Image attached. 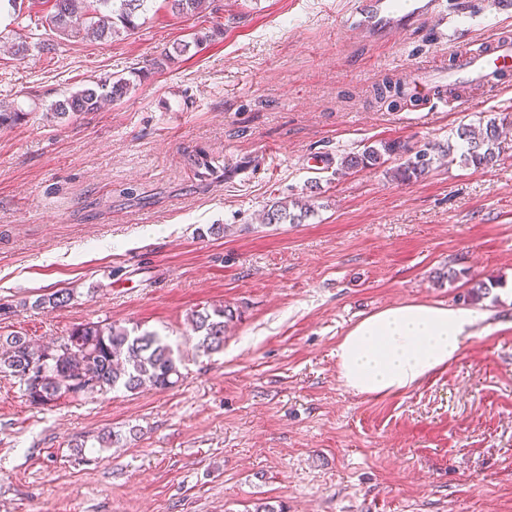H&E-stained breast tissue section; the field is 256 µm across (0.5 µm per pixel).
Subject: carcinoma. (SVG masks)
I'll use <instances>...</instances> for the list:
<instances>
[{
    "label": "carcinoma",
    "instance_id": "1",
    "mask_svg": "<svg viewBox=\"0 0 512 512\" xmlns=\"http://www.w3.org/2000/svg\"><path fill=\"white\" fill-rule=\"evenodd\" d=\"M49 9L41 17L43 28L51 36L33 42L21 41L13 46L14 55L25 57L32 49L39 53H53L59 40H99L127 37L140 28L138 20L146 18L153 0H44ZM172 14L196 16L212 7L214 0H165ZM216 30L197 32L190 43L172 49L164 48L149 63L134 68L131 77H106L91 87L71 91L64 98L52 102L47 111L58 119L77 118L97 112L107 103L123 99L138 83L153 71L166 70L180 62L190 47H199L213 39ZM402 83L387 80L375 89L380 98H402ZM23 118L22 110L14 104L0 101V128L11 127ZM512 121L511 115L492 113L485 126L476 130L467 126L456 132L457 144H448L440 150L451 156L461 150L460 159L474 166H489L512 145L502 138V128ZM399 163L389 169L397 182H409L421 178L433 170L434 150L426 145L410 146L398 141H382L361 152L348 153L341 158L336 172L346 174L368 168H379L392 159ZM310 212V205L300 207V213L292 214L287 207L276 203L265 216L267 224L300 223ZM70 301V293L59 292L43 296L35 305L47 309L64 307ZM234 312L227 307L198 310L192 315L197 347L205 353L219 352L224 348L225 323L233 320ZM81 345L75 353H67L49 346L35 349L29 340L17 333L0 334V373L16 380L24 395L33 405L45 406L67 397H76L77 382L92 375L95 388L100 393L123 388L135 392L145 386L167 389L175 386L181 373L172 346L154 332H141L115 324L87 322L72 330Z\"/></svg>",
    "mask_w": 512,
    "mask_h": 512
}]
</instances>
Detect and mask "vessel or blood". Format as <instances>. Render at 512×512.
Segmentation results:
<instances>
[{
	"mask_svg": "<svg viewBox=\"0 0 512 512\" xmlns=\"http://www.w3.org/2000/svg\"><path fill=\"white\" fill-rule=\"evenodd\" d=\"M447 10L446 0H405L399 9L395 8L393 0H359L351 23L364 32L384 24L405 27L420 17L443 14ZM511 73L512 36L498 32L476 51L457 56L448 71L414 70L403 91L415 111L428 112L436 103L447 99L448 76H455L461 84L474 81L494 87Z\"/></svg>",
	"mask_w": 512,
	"mask_h": 512,
	"instance_id": "1",
	"label": "vessel or blood"
}]
</instances>
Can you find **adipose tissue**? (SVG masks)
<instances>
[{
  "label": "adipose tissue",
  "mask_w": 512,
  "mask_h": 512,
  "mask_svg": "<svg viewBox=\"0 0 512 512\" xmlns=\"http://www.w3.org/2000/svg\"><path fill=\"white\" fill-rule=\"evenodd\" d=\"M483 312L441 303L410 302L373 312L336 346L341 385L374 397L407 392L447 369L465 338L485 320Z\"/></svg>",
  "instance_id": "1"
}]
</instances>
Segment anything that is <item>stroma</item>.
I'll return each mask as SVG.
<instances>
[{"label": "stroma", "instance_id": "obj_1", "mask_svg": "<svg viewBox=\"0 0 512 512\" xmlns=\"http://www.w3.org/2000/svg\"><path fill=\"white\" fill-rule=\"evenodd\" d=\"M493 2L448 0L447 17L361 34L346 26L352 0H215L194 17L155 0L122 40L0 51V100L25 111L0 128V334L155 331L184 375L46 406L0 377V512H512V155L441 159L405 183L381 167L336 173L342 154L444 144L478 113L512 114V83L430 112L373 94L512 30ZM212 27L103 111L48 118L62 91ZM295 198L305 220L263 224ZM451 268L457 280H437ZM60 290L66 307H35ZM407 302L486 318L418 387L347 392L338 341ZM214 306L235 317L206 356L192 314ZM108 431L123 447H99Z\"/></svg>", "mask_w": 512, "mask_h": 512}]
</instances>
